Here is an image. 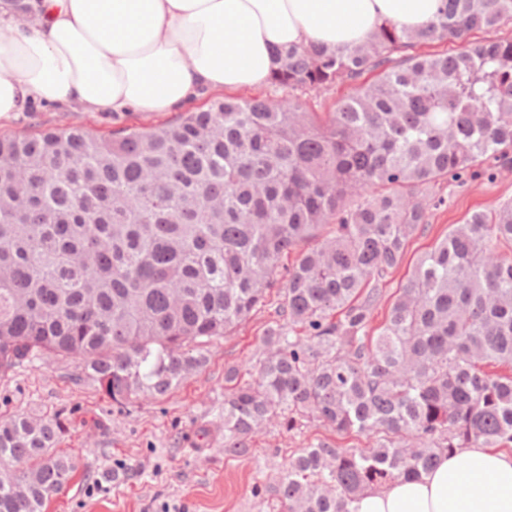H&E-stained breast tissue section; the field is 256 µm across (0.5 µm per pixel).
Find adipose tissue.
<instances>
[{"label":"adipose tissue","instance_id":"obj_1","mask_svg":"<svg viewBox=\"0 0 512 512\" xmlns=\"http://www.w3.org/2000/svg\"><path fill=\"white\" fill-rule=\"evenodd\" d=\"M441 0H36L0 7V121L34 102L171 112L197 91L263 85L281 51L347 49L392 22L429 26ZM351 512H512V450L479 443L419 477L369 489Z\"/></svg>","mask_w":512,"mask_h":512}]
</instances>
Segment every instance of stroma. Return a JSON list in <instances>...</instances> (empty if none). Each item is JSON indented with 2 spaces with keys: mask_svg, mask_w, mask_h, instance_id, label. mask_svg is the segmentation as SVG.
<instances>
[{
  "mask_svg": "<svg viewBox=\"0 0 512 512\" xmlns=\"http://www.w3.org/2000/svg\"><path fill=\"white\" fill-rule=\"evenodd\" d=\"M171 112H129L120 119L54 104H35L0 134H36L78 122L100 135L123 126H150L174 120ZM436 202L427 222L410 237L398 268L382 282L373 312L380 326L393 294L404 285L423 252L473 212L512 202V174L466 185L441 182L430 188ZM278 318V297L232 334L203 344L205 366L171 394L141 399L118 409L78 363L42 358L0 373V418L22 412L39 420L55 414L68 423L59 449L80 466L75 480L55 496L48 512H280L274 497H260L256 485L278 477L298 449L320 439L343 448H364L362 435H339L310 421L292 432L271 425L255 435L245 457L224 454V370L238 366L251 376L262 355L265 328Z\"/></svg>",
  "mask_w": 512,
  "mask_h": 512,
  "instance_id": "obj_1",
  "label": "stroma"
}]
</instances>
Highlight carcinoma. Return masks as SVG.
<instances>
[{
    "label": "carcinoma",
    "instance_id": "1",
    "mask_svg": "<svg viewBox=\"0 0 512 512\" xmlns=\"http://www.w3.org/2000/svg\"><path fill=\"white\" fill-rule=\"evenodd\" d=\"M510 24L512 0H442L423 29L289 48L270 85L352 83L324 119L226 96L109 136H0V372L47 354L79 361L119 408L161 397L281 281L251 379L224 370V455L274 422L370 440L300 449L267 487L283 512H350L455 448H511L512 203L450 225L370 327L428 187L512 171V39L466 41ZM436 41L458 46L406 53ZM66 431L56 415L0 420V512H45L70 485Z\"/></svg>",
    "mask_w": 512,
    "mask_h": 512
}]
</instances>
